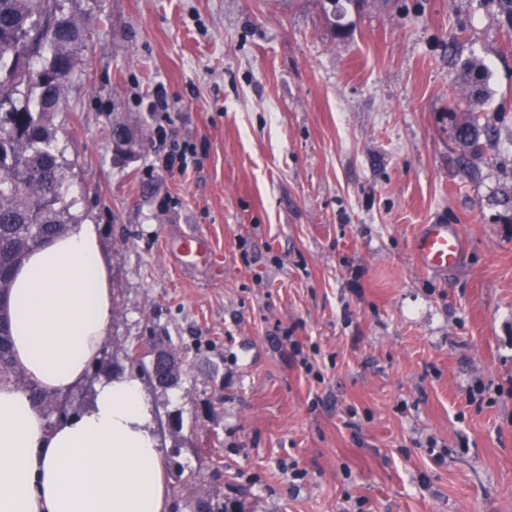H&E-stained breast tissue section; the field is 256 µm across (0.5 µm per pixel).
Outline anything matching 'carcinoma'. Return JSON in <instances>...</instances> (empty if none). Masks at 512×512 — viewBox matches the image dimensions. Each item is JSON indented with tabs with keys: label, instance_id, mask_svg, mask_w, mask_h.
Masks as SVG:
<instances>
[{
	"label": "carcinoma",
	"instance_id": "carcinoma-1",
	"mask_svg": "<svg viewBox=\"0 0 512 512\" xmlns=\"http://www.w3.org/2000/svg\"><path fill=\"white\" fill-rule=\"evenodd\" d=\"M97 16L64 11L60 0H0V295L6 296L14 268L38 244V234L66 233L74 217L66 201L63 154L53 145L51 120L62 110L64 83L75 73ZM484 67L471 57L460 65L455 82L467 93L468 110L455 137L478 157L495 128L480 116L487 99ZM112 139L123 153L137 145L136 135L117 127ZM124 359L149 382L154 375L135 348ZM15 372L8 316L0 318V375Z\"/></svg>",
	"mask_w": 512,
	"mask_h": 512
}]
</instances>
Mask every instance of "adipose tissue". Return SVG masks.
Segmentation results:
<instances>
[{
  "instance_id": "adipose-tissue-1",
  "label": "adipose tissue",
  "mask_w": 512,
  "mask_h": 512,
  "mask_svg": "<svg viewBox=\"0 0 512 512\" xmlns=\"http://www.w3.org/2000/svg\"><path fill=\"white\" fill-rule=\"evenodd\" d=\"M14 365L49 394L87 377L112 325L109 267L96 225L33 248L0 301ZM151 405L138 378L115 375L92 404L47 426L28 390L0 377V512H170Z\"/></svg>"
}]
</instances>
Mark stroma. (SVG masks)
Instances as JSON below:
<instances>
[{"label":"stroma","mask_w":512,"mask_h":512,"mask_svg":"<svg viewBox=\"0 0 512 512\" xmlns=\"http://www.w3.org/2000/svg\"><path fill=\"white\" fill-rule=\"evenodd\" d=\"M81 6L100 22L53 127L115 317L69 413L168 336L183 374L143 391L175 512H512V32L492 0L349 2L339 32L323 0ZM472 56L499 129L474 170L454 135ZM119 122L144 134L132 156ZM161 122L197 148L186 176L152 167ZM426 224L465 239L447 274L414 260ZM190 231L214 264L178 263Z\"/></svg>","instance_id":"35a3bbf8"}]
</instances>
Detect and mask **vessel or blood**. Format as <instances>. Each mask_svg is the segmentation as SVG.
Instances as JSON below:
<instances>
[{
	"label": "vessel or blood",
	"instance_id": "obj_1",
	"mask_svg": "<svg viewBox=\"0 0 512 512\" xmlns=\"http://www.w3.org/2000/svg\"><path fill=\"white\" fill-rule=\"evenodd\" d=\"M182 258L211 259L212 247L205 236L190 233L179 243ZM418 265L425 271L442 273L456 268L462 261L465 247L459 228L452 224L425 225L413 248Z\"/></svg>",
	"mask_w": 512,
	"mask_h": 512
}]
</instances>
